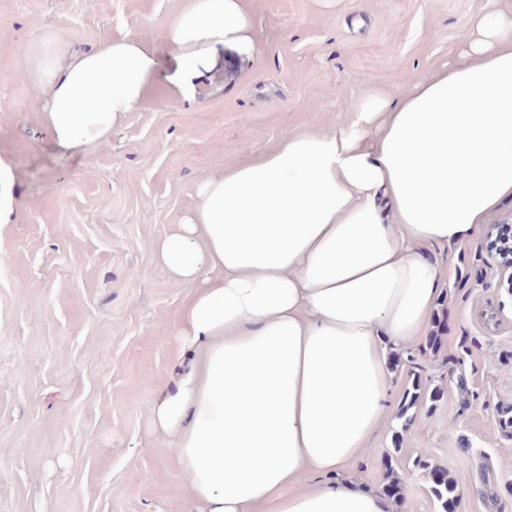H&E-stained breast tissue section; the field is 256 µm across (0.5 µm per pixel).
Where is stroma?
Segmentation results:
<instances>
[{"label": "stroma", "mask_w": 512, "mask_h": 512, "mask_svg": "<svg viewBox=\"0 0 512 512\" xmlns=\"http://www.w3.org/2000/svg\"><path fill=\"white\" fill-rule=\"evenodd\" d=\"M185 0H0V155L16 219L0 224V512H181L185 482L147 408L176 374L172 327L189 293L153 246L197 182L289 133L330 128L366 88L400 94L467 38L483 0H248L256 50L224 53L194 95L159 83L85 155L63 158L15 80L43 26L79 48L153 40ZM512 200L456 250L431 248L439 298L410 345L424 392L414 421L390 418L348 477L384 489L390 512H441L418 466L446 469L455 512H512V294L486 251ZM437 346H430V337Z\"/></svg>", "instance_id": "obj_1"}]
</instances>
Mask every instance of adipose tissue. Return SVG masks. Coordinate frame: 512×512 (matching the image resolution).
<instances>
[{
	"mask_svg": "<svg viewBox=\"0 0 512 512\" xmlns=\"http://www.w3.org/2000/svg\"><path fill=\"white\" fill-rule=\"evenodd\" d=\"M255 50L246 0H185L156 39L78 49L44 28L18 79L51 150L85 154L166 80L182 96ZM512 199V11L484 0L452 61L398 96L372 87L326 130L288 134L197 185L155 252L190 294L189 355L150 406L187 483L183 512H389L338 479L388 417L391 351L423 336L432 246L462 247ZM314 472L325 483L297 488Z\"/></svg>",
	"mask_w": 512,
	"mask_h": 512,
	"instance_id": "obj_1",
	"label": "adipose tissue"
}]
</instances>
